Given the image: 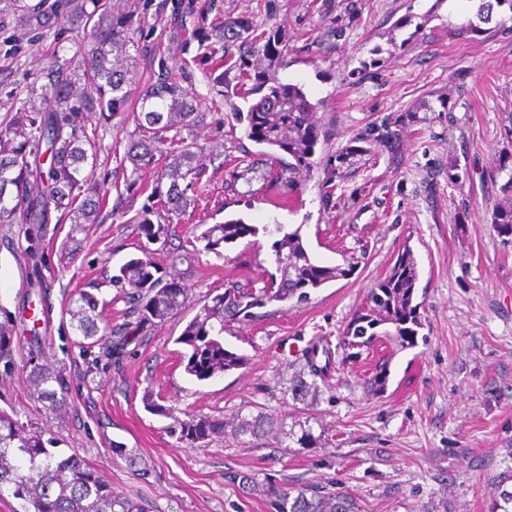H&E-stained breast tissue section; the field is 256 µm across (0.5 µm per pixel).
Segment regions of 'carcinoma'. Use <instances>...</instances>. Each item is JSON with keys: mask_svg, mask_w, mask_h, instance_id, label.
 <instances>
[{"mask_svg": "<svg viewBox=\"0 0 512 512\" xmlns=\"http://www.w3.org/2000/svg\"><path fill=\"white\" fill-rule=\"evenodd\" d=\"M13 13L30 31L58 28L61 32L92 30L95 37L91 57L82 65V74L70 65L54 64L47 73L45 96L53 108L41 111L22 108L0 131V221H9L21 212L23 223L47 225L70 221V230L62 251L74 254L97 223L103 204L99 193L86 188V169L96 161L95 137L87 133V114L97 113L108 121L116 112L127 109L131 99V79L121 64L131 42L133 14L115 10L113 0H0V15ZM224 88H231L228 73L237 70V84L253 81L248 95L254 97L246 112L247 138L257 145L274 150L269 167L249 165L237 175L250 185L254 181L273 179L287 191L295 189L294 175L313 166L315 147L327 141L329 129L317 117L316 105L303 88L289 82H269L262 74H251V60L280 59V33L258 31L252 19L224 16ZM133 120L138 139L131 141L126 158L136 168L163 162L154 190L157 203L173 202L187 206V190L201 176L202 169L194 143L180 138L184 130L193 131L207 125V113L180 81V74L170 70L156 82L142 88L134 102ZM420 117L402 112L381 122L373 121L355 134L333 155L336 165L326 182L325 196L338 188L337 174L343 168L353 172L372 156L386 152L395 154L402 145L405 128ZM50 153V166L43 170L41 148ZM159 212L145 208L137 217L140 232L150 242L166 243L175 235L171 224L154 223ZM493 228L501 237L512 238V208L494 213ZM270 232L241 220L215 224L201 234L204 249L220 254V248L259 232ZM301 228L284 231L275 225L280 238L272 244L276 273L268 275L260 288H243L234 283L224 287L212 304L201 307L177 339L183 345L181 364L189 376L200 382L219 374L237 370L248 363V357L224 344V327L248 310L268 302H284L307 296V290L322 287L329 281L347 277L352 266L327 267L313 261L304 246ZM418 280L416 263L408 252L398 256L386 277L368 294L364 306L356 309L344 330V346L355 349L370 345L377 336L375 328L389 323L394 326L398 344L414 346L421 326L419 305L414 303ZM112 287L131 304L129 320L117 327L98 326L97 296L85 289L74 292L67 312L82 356L102 358L121 355L130 336L144 328L177 315L187 299L180 280L168 275L147 250L129 259L112 275ZM20 313L0 306V363L9 370L20 348ZM30 365V394L45 409L59 417L66 412L65 392L59 391V375L42 366L35 356ZM389 363H377L370 379L371 390L384 391L388 383ZM142 400L154 415L173 416V409L159 402L147 389ZM181 440L204 443L224 434L221 416L186 414L178 421ZM62 439L46 436V431L33 424H22L6 411H0V495L8 491L23 501L24 512H150L148 504L112 489L79 454L58 448ZM504 470L496 475L498 493L490 512H512V451L503 460ZM271 512H357L355 502L337 486L335 479L319 485L287 486L270 478L263 487Z\"/></svg>", "mask_w": 512, "mask_h": 512, "instance_id": "1", "label": "carcinoma"}]
</instances>
